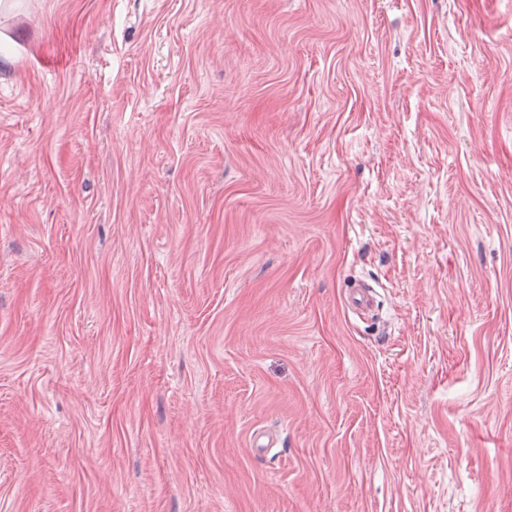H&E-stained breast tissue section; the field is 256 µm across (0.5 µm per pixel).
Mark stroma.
Instances as JSON below:
<instances>
[{
	"label": "stroma",
	"instance_id": "1",
	"mask_svg": "<svg viewBox=\"0 0 512 512\" xmlns=\"http://www.w3.org/2000/svg\"><path fill=\"white\" fill-rule=\"evenodd\" d=\"M0 512H512V0L0 13Z\"/></svg>",
	"mask_w": 512,
	"mask_h": 512
}]
</instances>
